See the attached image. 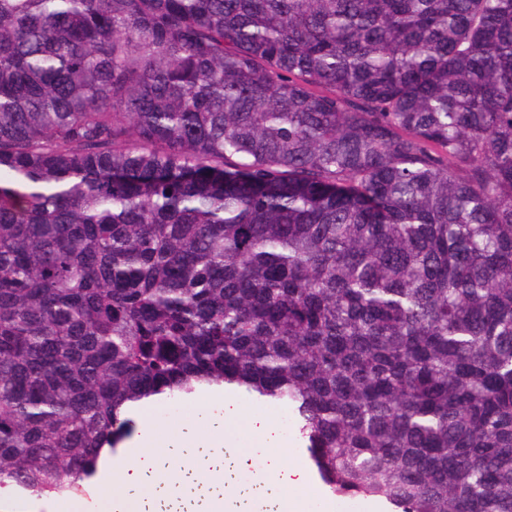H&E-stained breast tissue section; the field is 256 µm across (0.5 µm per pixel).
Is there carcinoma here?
Returning <instances> with one entry per match:
<instances>
[{"instance_id":"carcinoma-1","label":"carcinoma","mask_w":512,"mask_h":512,"mask_svg":"<svg viewBox=\"0 0 512 512\" xmlns=\"http://www.w3.org/2000/svg\"><path fill=\"white\" fill-rule=\"evenodd\" d=\"M225 392L512 512V0H0V495Z\"/></svg>"}]
</instances>
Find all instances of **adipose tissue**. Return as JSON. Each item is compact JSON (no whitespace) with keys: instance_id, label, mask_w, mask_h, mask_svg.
Returning <instances> with one entry per match:
<instances>
[{"instance_id":"1","label":"adipose tissue","mask_w":512,"mask_h":512,"mask_svg":"<svg viewBox=\"0 0 512 512\" xmlns=\"http://www.w3.org/2000/svg\"><path fill=\"white\" fill-rule=\"evenodd\" d=\"M290 453L276 416L210 396L170 432L147 425L104 478L101 512H303L309 475Z\"/></svg>"}]
</instances>
